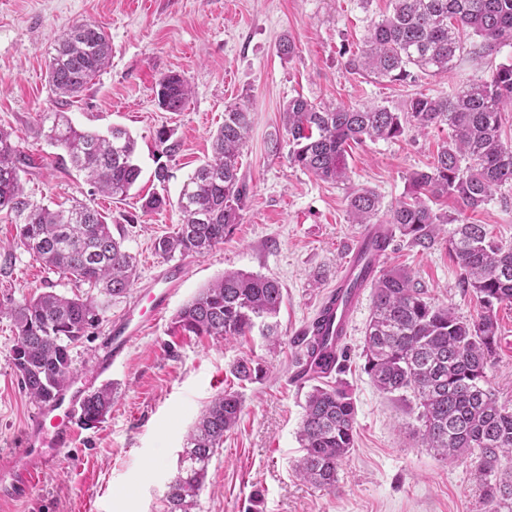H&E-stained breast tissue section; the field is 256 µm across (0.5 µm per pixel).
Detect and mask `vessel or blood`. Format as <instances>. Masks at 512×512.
<instances>
[{"label":"vessel or blood","instance_id":"b4317fda","mask_svg":"<svg viewBox=\"0 0 512 512\" xmlns=\"http://www.w3.org/2000/svg\"><path fill=\"white\" fill-rule=\"evenodd\" d=\"M389 227L375 224L366 227L351 244L352 257L319 301L316 321L305 330V339L300 346L301 363L294 372L295 382L306 381L317 373H330L342 351V343L360 305L363 291L369 278L380 269L385 252L371 253L372 242L389 240ZM183 276L179 266H169L153 278L151 288L140 293L133 305L114 320L106 336V352L98 359L92 375L81 380L79 385L68 386L47 404L39 407L27 429L17 451L23 463L14 475L8 491L9 496H26L43 473L54 465L53 457L43 454L44 445L56 448L70 447L76 437V424L85 391L96 379L105 376L112 364L121 361L131 345L143 336L152 321L158 320L167 311L170 298Z\"/></svg>","mask_w":512,"mask_h":512}]
</instances>
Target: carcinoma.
<instances>
[{"instance_id": "carcinoma-1", "label": "carcinoma", "mask_w": 512, "mask_h": 512, "mask_svg": "<svg viewBox=\"0 0 512 512\" xmlns=\"http://www.w3.org/2000/svg\"><path fill=\"white\" fill-rule=\"evenodd\" d=\"M390 12L370 21L364 46L349 54L346 70L414 83L419 75L443 77L476 37L473 54L491 56L512 44V0H389ZM111 44L97 25H74L49 54L48 83L59 99H70L108 65ZM158 106L167 112L185 107L191 88L179 74L161 76L155 85ZM512 106V61L498 64L490 78L461 86L444 96L417 93L403 110L387 106L317 105L298 95L283 108L288 135V162L325 182L349 180L346 146L366 140L401 136L404 125L421 130L446 125L448 142L434 163L409 179L408 199L382 211L381 197L368 188L347 196L354 224H389L407 244L423 251L440 243L453 253L463 287L474 293L481 311L463 319L448 306L428 301L410 272L392 268L377 275L372 311L365 327L364 370L382 392L412 398L421 447L442 460L470 457L482 487L487 512H512V471L499 473L501 458L512 461V408L499 401L487 375L498 350L495 306L512 304V249L488 236L485 225L457 222L431 203L453 197L462 209L477 210L495 191L512 186V143L501 140L502 110ZM252 124L245 105L224 110V123L214 132L212 158L183 182L176 207L179 224L155 240L163 257L203 255L224 242L239 223L249 194L238 158ZM42 128L51 143L67 153L98 192L123 197L137 183L141 168L136 140L124 128L105 133L77 129L61 111L47 112ZM159 154L172 158L180 150L173 130L156 131ZM467 166H462V161ZM27 157L0 130V210L26 213L16 247L46 268L90 286L84 296L54 290L5 308L0 317L16 328L8 361L22 389L44 404L72 381L75 348L97 328L138 277L134 257L115 238L112 226L94 207L75 201L67 209L33 206L23 199L20 172ZM455 228L439 241L440 225ZM283 303L279 282L239 271L201 289L176 313L174 328L184 335L209 336L229 342L258 330L270 346L282 344L277 316ZM240 381L259 380L267 369L251 358L230 368ZM307 394L298 437L302 455L295 473L313 485L333 490L341 462L355 442L356 406L343 386L322 376ZM114 387L105 384L82 402L81 424L95 428L112 408ZM241 396L217 395L202 410L187 434L177 473L165 494L167 512H192L213 456L224 434L238 423Z\"/></svg>"}]
</instances>
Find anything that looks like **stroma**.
Masks as SVG:
<instances>
[{
	"label": "stroma",
	"instance_id": "obj_1",
	"mask_svg": "<svg viewBox=\"0 0 512 512\" xmlns=\"http://www.w3.org/2000/svg\"><path fill=\"white\" fill-rule=\"evenodd\" d=\"M387 8L388 0H0V129L10 132L29 160L20 174L25 199L50 207L75 198L91 204L137 259L138 278L128 297L113 303L105 322L74 349L75 379L88 375L102 355L110 321L169 263L153 243L178 224L177 209L142 210L143 196L159 189L152 180L157 129H174L181 144L168 162L167 191L174 197L210 158V135L223 123L225 108L245 105L253 115L240 158L250 194L239 224L208 254L181 258L185 275L167 312L111 369L108 381L117 394L104 422L80 429L73 447L54 450V468L28 496H0V512H165L187 432L212 397L229 389L241 396L243 411L209 465L194 512H485L474 462L441 461L421 448L408 401L379 391L365 372L367 293L345 340L346 371L339 376L356 405L355 447L339 467L335 490L318 488L293 470L310 389L291 378L295 339L363 230L350 222L346 197L369 188L383 208L394 206L407 197L410 174L431 166L448 132L409 125L398 138L352 145L348 181L326 183L290 166L287 154H268L267 141L285 134L284 104L300 95L316 104L398 109L416 93H451L512 60V45L484 58L466 52L446 76L405 85L350 74L344 52L362 47L370 20ZM77 22L104 29L112 54L79 97L60 102L46 79L48 53ZM286 36L296 45L289 58L278 49ZM169 73L182 75L192 90L180 112L163 111L154 99L156 81ZM55 110L67 112L79 129L118 125L131 132L142 173L127 197L95 192L64 150L45 137L39 117ZM434 208L486 225L500 244L512 247V187L474 211L461 210L452 199ZM23 221L19 212L0 211V304L50 289L76 294L74 282L13 247ZM383 266L411 271L432 303L451 306L465 319L477 316L479 304L460 288V270L445 245L421 251L395 241ZM231 270L281 285L279 348L269 349L256 333L222 342L174 331L177 310ZM497 319L500 343L488 375L500 402L512 406V306H498ZM13 343L10 319L0 318V482L17 467L16 449L37 410L8 363ZM245 355L266 365L263 380L242 382L231 374Z\"/></svg>",
	"mask_w": 512,
	"mask_h": 512
}]
</instances>
